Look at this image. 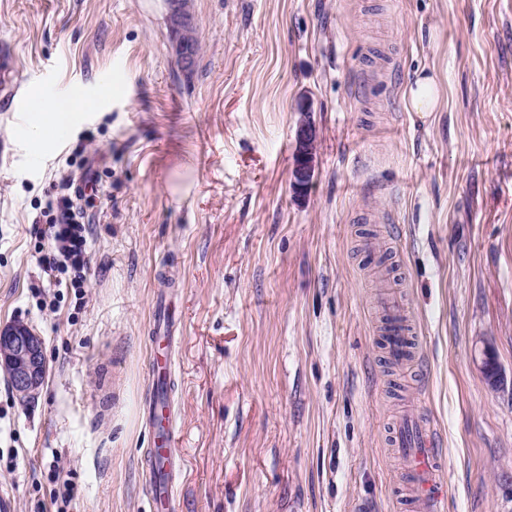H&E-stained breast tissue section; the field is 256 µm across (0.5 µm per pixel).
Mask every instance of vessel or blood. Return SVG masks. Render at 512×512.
Here are the masks:
<instances>
[{"instance_id": "b4317fda", "label": "vessel or blood", "mask_w": 512, "mask_h": 512, "mask_svg": "<svg viewBox=\"0 0 512 512\" xmlns=\"http://www.w3.org/2000/svg\"><path fill=\"white\" fill-rule=\"evenodd\" d=\"M15 86V58L10 49L4 47L0 49V98L10 99ZM380 308L385 317L381 334L387 358L394 366L406 365L414 355L416 344L413 322L396 297L384 296ZM391 445L400 449L403 457L406 512H440L443 492L435 429L421 414H414L394 428ZM174 448L175 434L171 431L154 442V452L163 461L161 475L149 479V494L156 512H175V499L168 484L173 481L181 458Z\"/></svg>"}]
</instances>
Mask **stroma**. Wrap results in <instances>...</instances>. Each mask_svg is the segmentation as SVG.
Instances as JSON below:
<instances>
[{
  "label": "stroma",
  "instance_id": "obj_1",
  "mask_svg": "<svg viewBox=\"0 0 512 512\" xmlns=\"http://www.w3.org/2000/svg\"><path fill=\"white\" fill-rule=\"evenodd\" d=\"M176 72L164 0H0L19 96L0 102V324L44 338L46 380L0 373L15 512H150L148 332L169 300L177 512H400L389 430L408 403L445 457L443 512H512V0H190ZM436 71L440 111L402 93ZM92 99L31 146L34 97ZM318 130L290 185L300 100ZM92 171L82 291L43 306L61 179ZM377 241L420 357L380 345ZM492 346L504 376L481 369Z\"/></svg>",
  "mask_w": 512,
  "mask_h": 512
}]
</instances>
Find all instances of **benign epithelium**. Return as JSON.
Here are the masks:
<instances>
[{"mask_svg":"<svg viewBox=\"0 0 512 512\" xmlns=\"http://www.w3.org/2000/svg\"><path fill=\"white\" fill-rule=\"evenodd\" d=\"M169 23L173 35L191 23L179 0H169ZM303 119L295 133V160L291 170V188L295 196H302L312 181L313 151L317 130L310 120V104L303 100L298 105ZM0 371L8 378L15 395L29 398L40 388L46 371L47 360L42 336L29 324L22 321L0 326Z\"/></svg>","mask_w":512,"mask_h":512,"instance_id":"benign-epithelium-1","label":"benign epithelium"}]
</instances>
